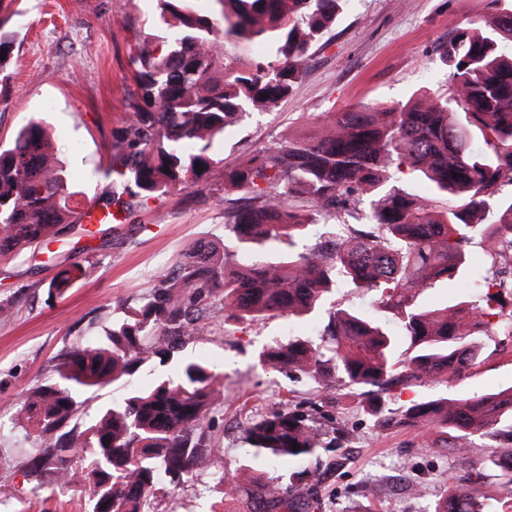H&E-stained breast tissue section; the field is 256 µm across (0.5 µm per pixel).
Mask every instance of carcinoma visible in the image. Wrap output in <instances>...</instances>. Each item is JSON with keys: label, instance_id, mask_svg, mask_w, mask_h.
Segmentation results:
<instances>
[{"label": "carcinoma", "instance_id": "carcinoma-1", "mask_svg": "<svg viewBox=\"0 0 512 512\" xmlns=\"http://www.w3.org/2000/svg\"><path fill=\"white\" fill-rule=\"evenodd\" d=\"M345 0H155L159 19L178 32L167 47L146 36L130 60L138 97L112 132L107 175L112 193L94 206L106 221L131 222L149 202L208 182L221 163L214 142L244 115L273 109L301 79L311 49L336 24ZM458 32L443 46L451 68L443 92L421 91L403 107L378 103L327 112L307 132L285 129L277 141L224 168V193L244 191L224 209V228L239 248L264 253L295 245L311 224L328 235L275 261L230 264L218 245L190 243L175 270L157 275L141 302L104 340L72 348L56 380L30 388L19 414L36 440L29 476L66 489L84 471L91 512H151L161 485L174 488L210 472L227 495L246 496L241 512H316L313 488L293 493L280 478L240 490L209 434L210 413L224 404L221 374L203 360L179 359L176 370L135 387L86 428L76 423L79 395L132 376L143 364L169 363L185 337L210 333L211 300L221 296L224 325L325 310L320 342L297 339L259 353V363L307 378L316 392L357 398L381 425L439 430L481 462L500 470L512 495V446L477 448L472 437L512 428V386L468 397L414 402L392 416L384 394L396 387L457 380L481 362L477 336L500 316L499 296L486 307L468 296L426 307L421 296L439 278L469 274L465 245L481 236L490 268L512 245V4ZM0 0V83L16 64V33ZM263 44L255 58L237 45ZM201 166H195V163ZM416 172L447 205L391 184L402 168ZM77 195L50 151L43 122L31 119L12 146L0 148V257L51 242L60 224H75ZM83 272L75 265L53 281L65 293ZM372 291L380 321L331 301L339 278ZM245 460L314 462L329 429L296 410L277 408L247 419ZM299 450H293V444ZM487 486L477 474L449 489L435 512H486Z\"/></svg>", "mask_w": 512, "mask_h": 512}]
</instances>
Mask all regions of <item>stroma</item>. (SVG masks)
Wrapping results in <instances>:
<instances>
[{
	"label": "stroma",
	"mask_w": 512,
	"mask_h": 512,
	"mask_svg": "<svg viewBox=\"0 0 512 512\" xmlns=\"http://www.w3.org/2000/svg\"><path fill=\"white\" fill-rule=\"evenodd\" d=\"M492 0H348L336 25L312 49L310 65L292 94L267 112L247 114L214 150L223 160L208 185L152 202L131 224H102L97 231L72 224L52 242L0 259V512H86L82 482L66 490L35 489L26 473L33 433L21 420L25 392L52 380L57 364L74 346L105 338L123 306L147 294L156 273L172 269L195 240L229 247L228 260L252 263L231 246L224 229L225 168L275 140L282 128L310 129L325 112L408 100L417 90L436 91L450 69L442 44L469 20L492 12ZM9 26L17 33V65L0 86V146H9L30 118L49 126L51 150L67 169L76 192L72 207L110 189L106 177L113 130L120 128L137 95L130 49L153 35L166 45L174 32L156 19L153 0H13ZM74 263L84 272L65 295L50 282ZM319 320L269 317L232 328L215 323L211 334L187 337L183 355L207 361L223 376L224 407L210 416L219 455L239 468L250 488L253 474L241 469L242 424L251 413L281 406L337 428L343 465L322 471V512H433L450 484L471 471L468 455L442 447L443 435L406 425L380 426L357 401L331 404L302 378L263 369L265 347L297 338L315 339ZM482 362L449 385L392 391L398 412L415 401L467 396L512 386V336L494 328L482 336ZM149 367L133 376L85 392L77 415L87 425L121 401L131 387L148 383ZM422 484L424 496L410 494ZM155 512H239V501L205 475L158 495Z\"/></svg>",
	"instance_id": "stroma-1"
}]
</instances>
